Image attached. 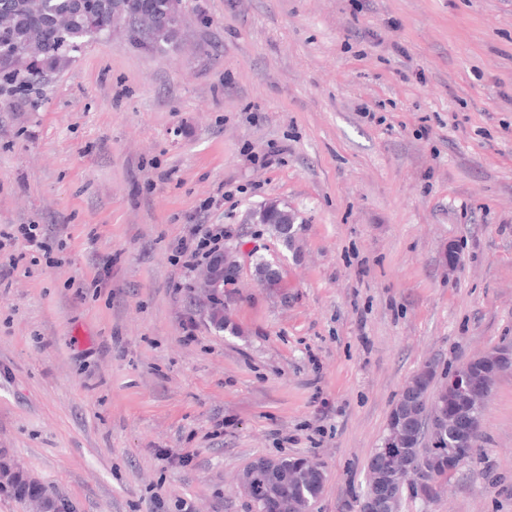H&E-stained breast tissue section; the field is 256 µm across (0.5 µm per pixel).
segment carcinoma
<instances>
[{
	"mask_svg": "<svg viewBox=\"0 0 512 512\" xmlns=\"http://www.w3.org/2000/svg\"><path fill=\"white\" fill-rule=\"evenodd\" d=\"M113 0H92L87 11L66 18L64 31L51 28L45 13L55 11L61 15L71 10L72 0H0V20L8 22V29L0 30V50L14 56L15 62L0 67V92L27 89L42 77L47 62L60 51L73 59L92 41L93 21L112 22ZM259 223L285 249L293 250L299 241L302 225L297 215L272 204L253 211ZM504 369V365L484 358L471 364V383L478 385L487 374ZM435 377L419 382L414 403L405 408L397 421L402 433V448L382 443L370 460V467L387 471L389 458L400 451L407 453L415 464L433 460L435 474L425 473L420 478L427 482L436 475L448 477V468L457 467L472 459L477 434L471 432L470 422L481 421L484 403H478L467 394L445 389L443 384L432 387ZM437 398L444 403L448 417L441 425H429L421 418L428 399ZM264 467L257 470L252 481L250 498L265 506L266 512H277L281 502L314 501L317 497V479L310 471H302L297 479L281 483L275 481L267 467L276 465L284 470L295 466L288 459H263ZM0 479L4 480L3 493L37 512H67V506L53 498L35 480L19 475L8 455L0 456ZM402 486L387 480V487L379 495L382 512H394L400 506Z\"/></svg>",
	"mask_w": 512,
	"mask_h": 512,
	"instance_id": "1",
	"label": "carcinoma"
}]
</instances>
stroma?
<instances>
[{
	"label": "stroma",
	"instance_id": "stroma-1",
	"mask_svg": "<svg viewBox=\"0 0 512 512\" xmlns=\"http://www.w3.org/2000/svg\"><path fill=\"white\" fill-rule=\"evenodd\" d=\"M185 13L166 50L103 37L0 95V230L51 247L0 250V448L70 512H256L240 474L297 457L313 512H355L421 367L512 346V0ZM268 202L297 252L249 223ZM199 224L247 247L224 331L173 257ZM399 512H512V371L473 458Z\"/></svg>",
	"mask_w": 512,
	"mask_h": 512
}]
</instances>
